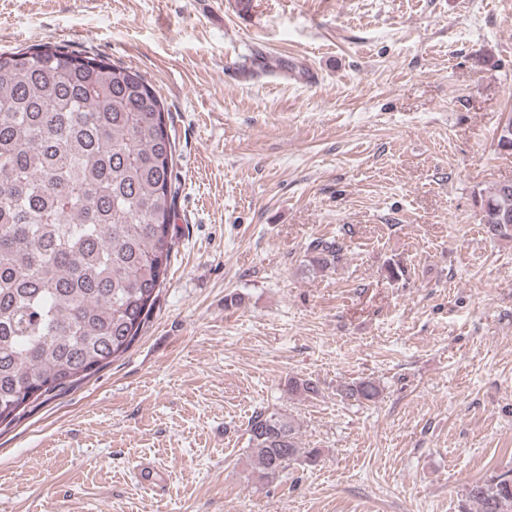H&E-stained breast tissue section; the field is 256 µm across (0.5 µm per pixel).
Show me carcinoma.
<instances>
[{
    "label": "carcinoma",
    "mask_w": 512,
    "mask_h": 512,
    "mask_svg": "<svg viewBox=\"0 0 512 512\" xmlns=\"http://www.w3.org/2000/svg\"><path fill=\"white\" fill-rule=\"evenodd\" d=\"M175 139L154 88L137 71L62 45L0 53V424L127 351L167 280L177 236ZM512 183L482 199V223L512 238ZM311 266L344 259L315 238ZM288 395H318L288 378ZM341 394L362 403L379 387ZM258 479L314 463L292 422L260 409L249 422ZM504 474L470 485L461 512H512ZM476 507L472 511L468 506Z\"/></svg>",
    "instance_id": "cac0c4a2"
}]
</instances>
